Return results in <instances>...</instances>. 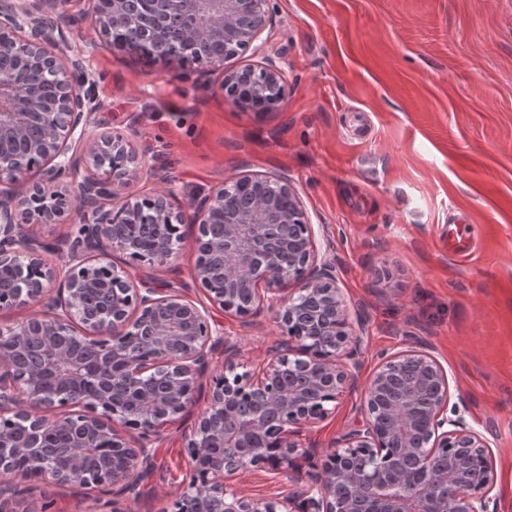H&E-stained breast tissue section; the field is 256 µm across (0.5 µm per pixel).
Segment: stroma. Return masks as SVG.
I'll return each mask as SVG.
<instances>
[{
  "mask_svg": "<svg viewBox=\"0 0 512 512\" xmlns=\"http://www.w3.org/2000/svg\"><path fill=\"white\" fill-rule=\"evenodd\" d=\"M265 54L285 70L279 107L258 112L184 78V66L114 53L82 21L91 0H67L73 54L85 57L106 105L91 133L128 130L148 164L164 162L179 201L242 175L290 180L336 267L350 325L363 343L360 381L379 355L414 336L447 369L467 423L485 431L497 512H512V0H272ZM469 255L448 244V224ZM178 259L136 268L207 305L195 288L196 230ZM248 368L278 340L272 314L252 324L218 314ZM358 395L300 436L332 450L355 421ZM207 388L154 449L152 473L126 512H163L191 461L184 435ZM255 497L294 485L267 469L230 478ZM0 512H111L113 496L30 475Z\"/></svg>",
  "mask_w": 512,
  "mask_h": 512,
  "instance_id": "35a3bbf8",
  "label": "stroma"
}]
</instances>
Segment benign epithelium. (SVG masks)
<instances>
[{
  "label": "benign epithelium",
  "instance_id": "benign-epithelium-1",
  "mask_svg": "<svg viewBox=\"0 0 512 512\" xmlns=\"http://www.w3.org/2000/svg\"><path fill=\"white\" fill-rule=\"evenodd\" d=\"M84 20L120 54L185 63L201 45L263 53L270 0H97ZM65 0H0V267L17 276L0 286V310L38 304L40 313L0 327V502L16 496L29 470L58 485L108 488L138 497L161 428L192 401L213 355L209 406L186 438L190 479L170 512H195L207 497L220 512H497L485 435L466 423L447 370L414 339L383 354L361 394L362 423L342 434L319 463L301 432L325 421L356 384L358 341L334 266L319 258L312 224L288 180L244 175L194 195L187 209L169 188L121 195L151 174L132 133L92 135L105 109L84 59L69 53ZM214 56L194 83L221 75L234 104L269 110L285 98L284 70L263 58L224 69ZM196 225L191 274L212 309L244 321L276 310L281 342L247 368L210 312L174 288L135 279L130 265L168 266L173 226ZM32 224H67L54 253ZM119 252L127 262L118 265ZM411 370L405 394L387 405L390 376ZM71 433L69 461L50 452ZM308 463L309 485L252 497L228 477L251 468L278 474Z\"/></svg>",
  "mask_w": 512,
  "mask_h": 512
}]
</instances>
